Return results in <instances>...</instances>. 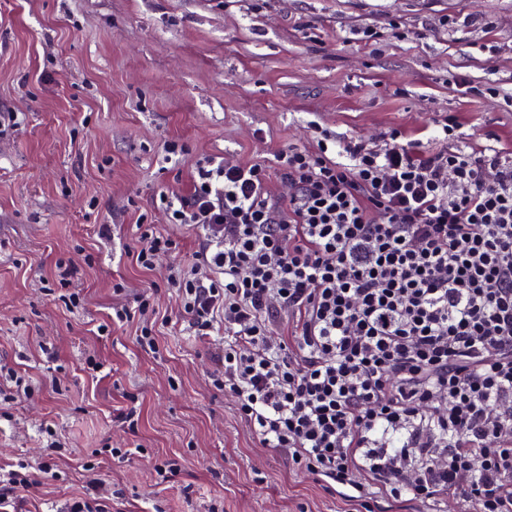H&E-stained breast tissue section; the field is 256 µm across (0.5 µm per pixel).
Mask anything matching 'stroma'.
Returning <instances> with one entry per match:
<instances>
[{"instance_id": "obj_1", "label": "stroma", "mask_w": 512, "mask_h": 512, "mask_svg": "<svg viewBox=\"0 0 512 512\" xmlns=\"http://www.w3.org/2000/svg\"><path fill=\"white\" fill-rule=\"evenodd\" d=\"M489 82L500 98L476 94ZM510 94L512 0H0V113L20 119L0 137V471L35 469L19 512L116 497L114 512H348L211 386L215 346L188 334L166 283L196 232L155 200L201 155L269 162L313 147L318 126L368 142L399 128L436 150L426 128L453 115L510 151ZM170 140L188 147L175 166ZM142 214L183 244L150 270L133 259ZM119 282L127 302L149 296L158 352L137 345L139 315L113 323ZM132 407L133 430L117 420ZM168 460L181 472L164 482Z\"/></svg>"}]
</instances>
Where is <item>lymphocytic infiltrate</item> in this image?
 <instances>
[{
    "label": "lymphocytic infiltrate",
    "mask_w": 512,
    "mask_h": 512,
    "mask_svg": "<svg viewBox=\"0 0 512 512\" xmlns=\"http://www.w3.org/2000/svg\"><path fill=\"white\" fill-rule=\"evenodd\" d=\"M438 127L436 151L392 129L271 167L205 155L159 195L198 232L167 283L190 335L223 339L212 386L356 512H512V151ZM136 232L143 269L180 248Z\"/></svg>",
    "instance_id": "obj_1"
}]
</instances>
